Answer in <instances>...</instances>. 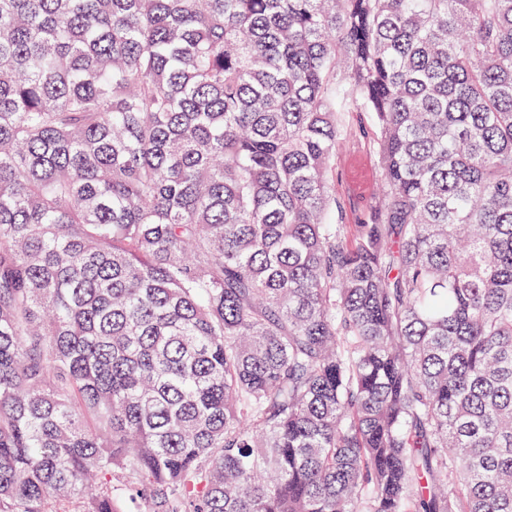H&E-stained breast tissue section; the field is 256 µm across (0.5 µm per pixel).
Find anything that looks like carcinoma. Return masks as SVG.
I'll return each instance as SVG.
<instances>
[{
	"instance_id": "cac0c4a2",
	"label": "carcinoma",
	"mask_w": 512,
	"mask_h": 512,
	"mask_svg": "<svg viewBox=\"0 0 512 512\" xmlns=\"http://www.w3.org/2000/svg\"><path fill=\"white\" fill-rule=\"evenodd\" d=\"M127 496L512 512V0H0V512ZM342 142L339 151L336 153V196L341 202L344 218L343 222L345 224H359L362 221V209L366 206L374 205L376 196L372 200L367 199L348 188L344 167L345 157L350 153H357L366 157L376 170L377 175L378 166L374 155L363 142Z\"/></svg>"
}]
</instances>
